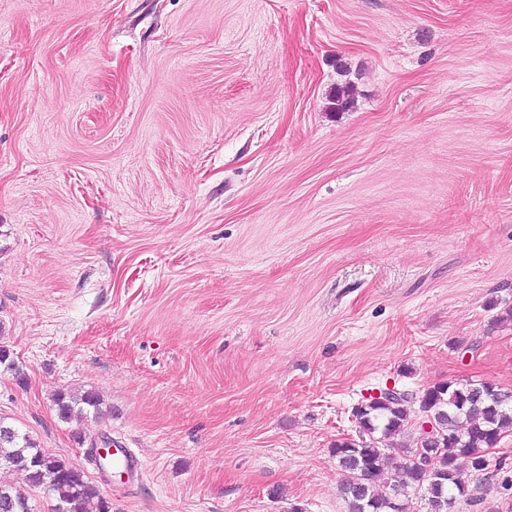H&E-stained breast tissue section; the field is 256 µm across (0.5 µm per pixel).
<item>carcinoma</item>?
I'll list each match as a JSON object with an SVG mask.
<instances>
[{
    "instance_id": "carcinoma-1",
    "label": "carcinoma",
    "mask_w": 512,
    "mask_h": 512,
    "mask_svg": "<svg viewBox=\"0 0 512 512\" xmlns=\"http://www.w3.org/2000/svg\"><path fill=\"white\" fill-rule=\"evenodd\" d=\"M336 111L354 102L350 82L336 85L330 97ZM60 419L80 420L91 410L98 411L100 398L94 393L71 395L62 391L54 398ZM419 411L431 417L436 426L430 442L443 471L442 483L414 465L422 437L415 446L394 442L407 430L411 413ZM360 441L336 443L332 453L346 472L342 493L348 512H362L372 506L374 512H408L411 495L422 493L428 512H448V500L471 501L468 479L458 466L460 459L470 463L471 472L484 463L485 451L499 437L512 430V391H503L489 383L450 384L430 387L417 396L405 393L399 398L368 401L356 410ZM13 467L25 473L35 487L52 486L54 512H87L96 501V512H112V502L100 496L77 468L46 454L27 434L0 419V467ZM396 471L392 482L384 481L388 469ZM0 512H31L26 496L0 485Z\"/></svg>"
}]
</instances>
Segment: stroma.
I'll return each mask as SVG.
<instances>
[{"mask_svg": "<svg viewBox=\"0 0 512 512\" xmlns=\"http://www.w3.org/2000/svg\"><path fill=\"white\" fill-rule=\"evenodd\" d=\"M511 309L512 0H0V417L112 512H346L358 403L512 390ZM57 407L58 416L63 421L80 420L92 409L98 412L100 398L94 393H85L83 395H71L62 391L58 392L54 398ZM112 445L115 446L113 452L111 444L95 442L91 448H88L87 454L96 462L98 469L108 477H112V470H115L119 471L121 476L124 475L129 479L135 470V462L127 448H120L113 444V441ZM109 453L112 454V469L101 465L102 460L106 459Z\"/></svg>", "mask_w": 512, "mask_h": 512, "instance_id": "stroma-1", "label": "stroma"}]
</instances>
